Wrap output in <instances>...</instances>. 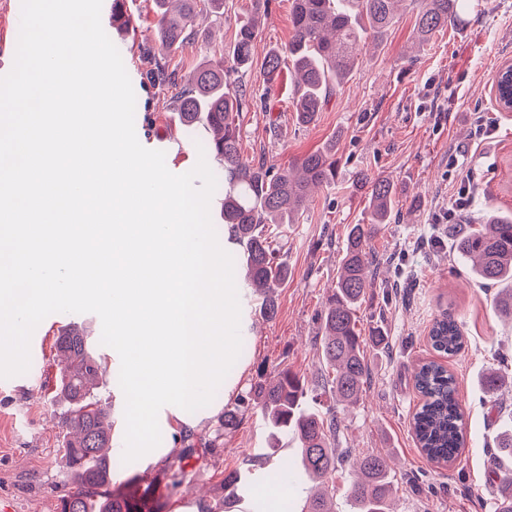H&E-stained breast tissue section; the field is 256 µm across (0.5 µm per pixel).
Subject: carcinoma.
<instances>
[{
  "instance_id": "1",
  "label": "carcinoma",
  "mask_w": 512,
  "mask_h": 512,
  "mask_svg": "<svg viewBox=\"0 0 512 512\" xmlns=\"http://www.w3.org/2000/svg\"><path fill=\"white\" fill-rule=\"evenodd\" d=\"M415 0H291L292 35L288 43L269 49L261 63L263 76L273 82L288 69L294 80L293 106L297 122L315 120L333 87L348 81L359 66L356 50L367 40L383 39L399 16L400 6ZM153 0L155 42L143 45L148 56L165 55L179 49L194 34L196 9L200 0ZM463 0H422L417 14V40L428 42L437 32L462 22ZM118 10L112 28L127 31L135 19L127 12L125 0H112ZM263 0H251L250 12L237 30L227 59L205 61L193 71L175 96L180 124L204 126L209 133L207 154L224 170V203L221 218L229 244L241 254L246 282L258 292L263 316L272 320L278 304L274 289L288 282V264L282 247L267 233L269 224H295L312 193L336 183V146L314 151L287 168L275 171L266 160H247L241 153L240 133L233 115L249 102L243 88L230 87V75L246 70L254 61ZM355 186L364 194L367 223L353 225L336 279V292L318 315L321 336L318 350L333 376L322 387L312 389L305 379L286 366L274 375L238 394L237 403L224 408V429L232 430L248 412L260 411L266 437L264 460L268 461L291 439L297 447L296 468L291 480L302 474L320 490L304 501L300 512H335L336 473L353 456L349 448H336L339 427L332 406L320 412L322 398L355 403L370 375L366 347L384 348L382 327L362 335L357 311L374 282L366 274L372 242L391 223L396 185L383 175L360 171ZM452 246L458 258L478 279L500 290L496 299L499 313L512 318V216L487 215L482 228L459 225ZM432 349L454 356L463 348L461 326L446 316L436 320L429 331ZM57 352L64 356L59 391L69 407L63 413L66 428L65 455L73 480L60 497L58 512H160L156 489L141 485L137 475L114 488L113 478L137 467L112 456V425L109 406L94 392L107 372L105 361L96 354L85 331L73 327L55 339ZM414 386L422 403L412 415L411 430L427 459L438 465L457 460L464 447L463 412L455 375L433 360L417 365ZM509 379L498 371L482 378L484 391L499 392ZM359 477L349 488L355 512H393L390 508L394 473L388 454L356 456ZM240 469L224 475V506L203 504L201 512H234L241 486ZM496 512H512V478L503 480Z\"/></svg>"
}]
</instances>
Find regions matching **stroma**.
I'll use <instances>...</instances> for the list:
<instances>
[{
    "mask_svg": "<svg viewBox=\"0 0 512 512\" xmlns=\"http://www.w3.org/2000/svg\"><path fill=\"white\" fill-rule=\"evenodd\" d=\"M152 0H134L138 31L114 36L135 96V131L141 145L165 153L167 168L183 174L198 161L204 129L187 132L172 104L177 85L205 57H221L233 44L237 22L250 0H224L220 14L205 10L195 21L194 40L167 56L176 83L160 87L147 75L155 62L138 43L152 38ZM291 0H267L257 63L243 82L250 104L238 118L247 158L288 166L335 144L339 156L334 187L317 191L295 224L274 225L286 241L288 282L277 288L278 314L265 320L258 302L241 307L240 334L249 346L225 379L230 395L194 412L173 405L158 415L162 440L142 456L140 467L164 472L178 463L186 480L177 490L158 486L161 512H200L201 500L224 501V474L253 457L263 440L258 416H246L231 431L224 408L236 394L264 380L284 363L309 384L321 382L325 366L317 351L318 313L336 284L346 229L366 222L363 195L354 176L364 171L390 177L397 186L390 224L372 245L378 265L375 283L359 311L362 329L382 326L384 350L370 349L371 373L357 404H340L338 445L358 452L390 451L395 457L396 512H495L501 478L512 477V459L495 462L497 436L512 423V393H485L478 383L488 369L506 367L512 377V320L494 305L497 289L477 280L451 246L454 227L434 223L447 206L460 168L473 173L468 223L481 224L495 209L512 213V112L495 99L494 79L512 62V0H470L463 25L415 41L418 5H411L385 38L361 49L350 81L334 89L316 121L299 125L289 75L264 83L258 63L266 51L292 35ZM459 322L465 345L446 358L460 392L466 445L450 466L430 462L410 428L421 402L413 371L437 359L428 338L442 316ZM84 329L107 361L98 391L108 397L113 436H124L125 398L119 386L116 352L101 345V321L93 313H54L33 333L28 373L0 379V506L10 512H57L70 470L60 446L65 436L59 395L61 359L54 339L65 327ZM215 440L209 452L181 457L182 435Z\"/></svg>",
    "mask_w": 512,
    "mask_h": 512,
    "instance_id": "1",
    "label": "stroma"
}]
</instances>
